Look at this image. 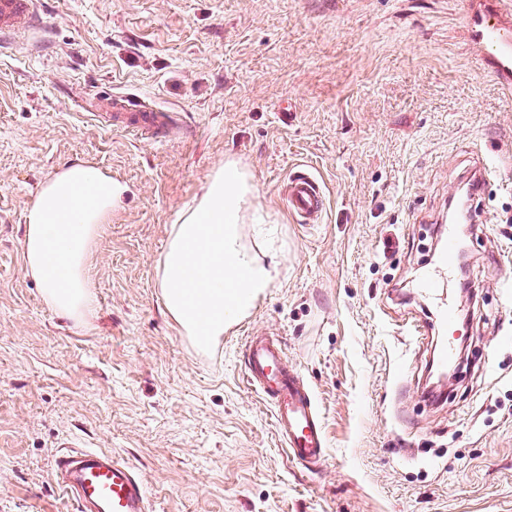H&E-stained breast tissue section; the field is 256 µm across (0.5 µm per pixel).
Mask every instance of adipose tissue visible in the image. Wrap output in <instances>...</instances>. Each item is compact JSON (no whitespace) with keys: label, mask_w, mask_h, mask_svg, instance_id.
<instances>
[{"label":"adipose tissue","mask_w":512,"mask_h":512,"mask_svg":"<svg viewBox=\"0 0 512 512\" xmlns=\"http://www.w3.org/2000/svg\"><path fill=\"white\" fill-rule=\"evenodd\" d=\"M124 186L91 165L71 166L41 186L26 215L24 266L60 314L84 317L92 294L86 271L102 224ZM256 186L225 160L170 231L157 276L169 315L205 348L245 317L280 275L276 255L262 259L243 241L254 223Z\"/></svg>","instance_id":"ef3b65f1"}]
</instances>
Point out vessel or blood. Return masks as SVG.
<instances>
[{
  "label": "vessel or blood",
  "mask_w": 512,
  "mask_h": 512,
  "mask_svg": "<svg viewBox=\"0 0 512 512\" xmlns=\"http://www.w3.org/2000/svg\"><path fill=\"white\" fill-rule=\"evenodd\" d=\"M40 0H0V36L25 37L41 23ZM469 40L504 90L512 89V0H486L484 8L464 17ZM111 111L97 113L98 121L125 131L161 139L175 120L174 113L150 109L132 94H115ZM280 197L289 215L300 224L322 223L327 197L320 178L306 166L287 176ZM448 339L437 357L451 361L456 342L464 336L450 303L436 308ZM246 381L271 405L280 438L292 461L302 466L322 463L328 440L322 415L308 382L288 364L279 339L249 337L244 350ZM57 483L71 494L79 512H152L138 469L123 457L101 449H80L59 455L53 467Z\"/></svg>",
  "instance_id": "obj_1"
}]
</instances>
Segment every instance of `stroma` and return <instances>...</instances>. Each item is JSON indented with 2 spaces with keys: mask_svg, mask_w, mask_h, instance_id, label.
<instances>
[{
  "mask_svg": "<svg viewBox=\"0 0 512 512\" xmlns=\"http://www.w3.org/2000/svg\"><path fill=\"white\" fill-rule=\"evenodd\" d=\"M470 3L43 0L40 30L0 43V512H78L51 470L69 442L132 462L153 512H512V92L469 42ZM116 89L177 113L181 132L145 139L75 105ZM228 158L266 218L244 241L260 256L275 245L285 272L203 353L169 316L157 265ZM479 159L493 172L467 242L480 288L433 402L443 331L411 285ZM78 163L127 187L81 323L23 262L28 207ZM300 164L325 185L322 223L293 222L281 201ZM254 334L282 337L318 396L320 471L289 459L246 382Z\"/></svg>",
  "mask_w": 512,
  "mask_h": 512,
  "instance_id": "obj_1",
  "label": "stroma"
}]
</instances>
